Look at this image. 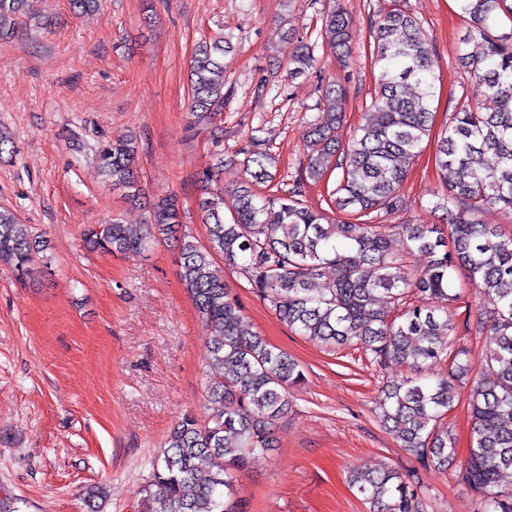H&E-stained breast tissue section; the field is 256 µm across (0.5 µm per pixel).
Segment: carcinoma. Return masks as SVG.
I'll return each instance as SVG.
<instances>
[{"label": "carcinoma", "instance_id": "obj_1", "mask_svg": "<svg viewBox=\"0 0 512 512\" xmlns=\"http://www.w3.org/2000/svg\"><path fill=\"white\" fill-rule=\"evenodd\" d=\"M29 0H0V38L13 34ZM471 27L462 44L477 42V55L461 54L464 68L483 87L449 117L437 141L435 163L449 174L448 228L437 224H385L403 208L409 166L430 137L436 82L433 49L418 21L396 2L374 23L373 65L378 68L370 108L352 139L336 138L347 101L346 86L319 76L318 114L307 122L304 176L319 182L338 172L332 206L349 220H335L288 194L260 195L253 186L273 179L275 160L246 151L248 179L224 216V152L215 154L200 180L199 222L208 244L183 230L175 194L153 200L143 227L112 219L84 233L85 247L101 254H141L170 239L180 253V280L204 323L206 387L221 408L204 423L185 414L169 431L142 488L144 512H240L235 472L275 448L274 428L288 414V389L304 373L288 353L269 344L242 315L216 268L241 271L277 319L301 336L330 348L357 346L370 363H399L410 374L383 390L378 417L399 446L424 468L448 473L457 455L448 414L472 373L471 350L460 344L454 319L455 274L462 269L478 296L475 332L489 336L482 361L493 378L469 394L471 437L461 478L477 496V512H512V233L484 224L488 207L512 214V33L497 34L499 15H512L508 0H457ZM355 21L340 4L328 9L324 35L341 62L350 51ZM222 40L203 41L190 64L189 112L213 124L224 109ZM316 62L315 45L297 41L289 74L303 75ZM138 146L117 138L95 148L100 172L112 189L140 201ZM400 246H394V239ZM39 240L18 215L0 208V266L22 280L30 274ZM425 259L417 264L416 257ZM334 275L326 276V269ZM349 483L369 512H425L415 473L384 466L349 471Z\"/></svg>", "mask_w": 512, "mask_h": 512}]
</instances>
